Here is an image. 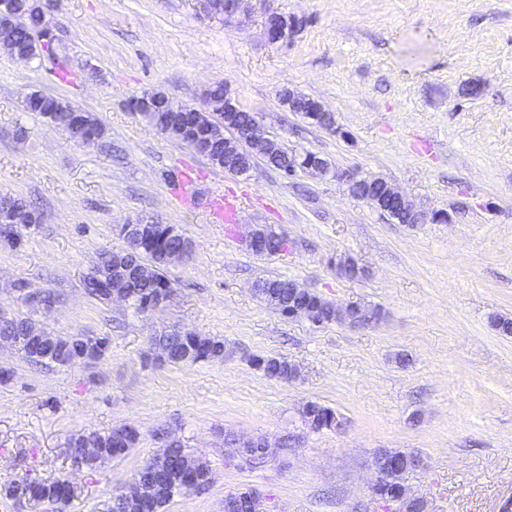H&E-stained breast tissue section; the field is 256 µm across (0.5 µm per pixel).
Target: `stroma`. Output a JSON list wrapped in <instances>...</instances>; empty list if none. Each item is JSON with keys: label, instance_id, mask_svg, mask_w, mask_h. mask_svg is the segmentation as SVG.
Masks as SVG:
<instances>
[{"label": "stroma", "instance_id": "35a3bbf8", "mask_svg": "<svg viewBox=\"0 0 512 512\" xmlns=\"http://www.w3.org/2000/svg\"><path fill=\"white\" fill-rule=\"evenodd\" d=\"M40 3L51 50L22 61L0 47V197L32 202L40 217L19 248H0V313L109 344L74 365L35 364L0 344V486L63 475L78 488L65 506L0 496V512H105L168 436L213 480L165 512H224L225 497L246 489L264 512H393L371 494L382 448L420 456L403 483L424 512H500L512 498V335L491 319H512V0H244L231 23L197 0ZM273 12L298 21L277 43L264 29ZM218 82L283 148L381 176L447 221L400 224L337 182L260 159L248 175L229 173L131 108L153 91L200 108ZM286 88L332 112L333 127L290 111ZM32 93L88 112L102 138L78 143L28 111ZM184 175L193 190L241 198L236 223L183 206ZM141 216L192 244L167 267L175 292L151 316L90 298L83 284L98 252L123 247L117 225ZM264 225L286 251L248 247L247 232ZM339 256L367 276L339 277ZM269 277L380 318L357 328L288 319L253 290ZM20 281L56 294L55 309L22 302ZM172 326L222 339L223 359L157 360L149 339ZM266 356L299 377H267L254 364ZM310 401L343 428H308ZM124 425L140 433L135 448L72 469L70 436ZM236 438L267 439L270 459L244 464Z\"/></svg>", "mask_w": 512, "mask_h": 512}]
</instances>
